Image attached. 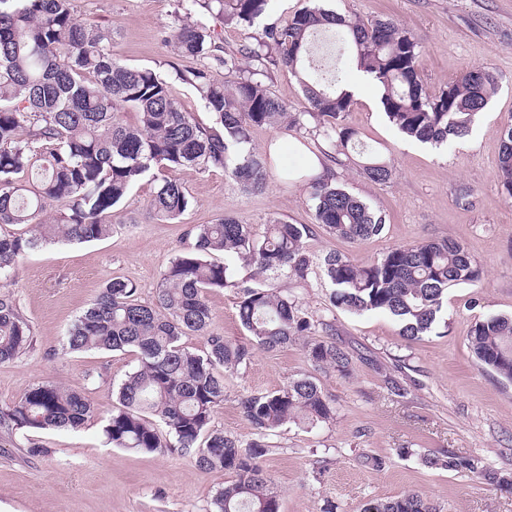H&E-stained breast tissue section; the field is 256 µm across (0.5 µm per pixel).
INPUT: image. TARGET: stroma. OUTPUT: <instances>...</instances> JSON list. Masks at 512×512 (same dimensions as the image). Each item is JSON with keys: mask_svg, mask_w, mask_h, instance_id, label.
Returning a JSON list of instances; mask_svg holds the SVG:
<instances>
[{"mask_svg": "<svg viewBox=\"0 0 512 512\" xmlns=\"http://www.w3.org/2000/svg\"><path fill=\"white\" fill-rule=\"evenodd\" d=\"M72 3L79 19L111 28L117 60L171 81L183 110L209 123L194 89L173 79L174 68H198L202 59L175 58L164 42L179 15L200 19L203 9L184 0ZM309 4L271 0L253 27L217 23L213 37L225 51H237L264 24L287 21ZM325 6L351 20L390 18L413 31L422 42L421 70L430 93L467 69L488 67L498 90L475 123L476 135L441 149L415 145L387 122L376 85L355 97L347 123L393 164L391 179L378 184L361 176L354 162L336 169L340 183L387 217L384 233L358 246L336 240L316 223L308 185L310 156L318 150L315 128L267 127L253 134L254 147L271 155L264 191L244 194L220 171H179L190 203L179 222L170 223L149 208L165 174L155 168L113 210L108 238L55 241L27 254L0 280V294L13 295L33 336L23 354L0 364V410L30 386L53 381L90 393L99 416L74 430L0 427V512H214L217 491L234 481V473L200 470L190 453H143L104 442L100 416L111 411L117 384L137 369V352L69 353L63 340L112 278L132 281L138 300L152 302L172 259L193 246L191 227L225 214L259 232L272 217L311 225L305 245L318 257L339 251L366 261L397 245L448 240L463 244L483 269L480 280L449 288L443 325L414 341L404 340L390 317L333 308L320 270L303 283L274 280L313 319L332 322L336 344L353 357L345 377L315 367L297 343L255 350L247 365L224 375V399L213 410L211 427L243 443L253 433L241 410L249 395L309 375L333 401L330 424L311 429L288 423L268 437L261 465L280 512H360L366 501L409 492L422 494L438 512H512V486L484 478L488 472L512 477V382L477 366L468 343L478 319L512 315V200L497 181L501 132L512 125V0H326ZM207 301L212 331L244 341L238 295L214 291ZM400 387L405 396L397 395ZM428 456H447L462 467L431 468L424 462Z\"/></svg>", "mask_w": 512, "mask_h": 512, "instance_id": "obj_1", "label": "stroma"}]
</instances>
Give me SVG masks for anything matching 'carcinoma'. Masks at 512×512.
Wrapping results in <instances>:
<instances>
[{
  "mask_svg": "<svg viewBox=\"0 0 512 512\" xmlns=\"http://www.w3.org/2000/svg\"><path fill=\"white\" fill-rule=\"evenodd\" d=\"M212 18L250 28L271 0H190ZM340 32L350 61L382 88L388 122L421 143L442 146L471 133L477 116L497 90L487 67H474L438 93L424 87L421 42L389 19L370 23L347 19L319 4L285 23L264 25L260 35L241 46L251 61L220 54L210 28L201 21L179 24L168 44L177 57H202L234 74L217 82L204 66L175 70L191 85L211 114L202 125L173 96L169 82L150 68L129 67L108 49L112 32L91 20L77 19L71 0H0V224L31 226L23 237L0 232V274L28 252L53 240L92 242L112 233V209L156 165L178 171L221 170L245 194L266 188L267 154L252 144L259 127L298 131L304 120L319 129L318 149L336 163L359 156L365 179L384 183L393 166L345 123L353 96L334 74L313 58L320 32ZM285 67L299 81L309 111L293 115L271 95L265 78ZM132 108L137 122L128 124ZM505 199L512 200V126L503 130L497 175ZM316 222L351 245L381 235L386 216L350 193L328 174L308 178ZM60 206L55 214L47 208ZM183 184L166 178L151 200L154 213L174 221L187 209ZM194 246L178 254L162 274L155 302L137 300V287L114 278L77 319L65 337L71 352L132 348L139 366L118 384L117 403L103 419L105 442L115 448L153 453L181 448L194 453L199 468L224 470L236 479L218 491L216 512H276L279 498L260 464L270 432L302 421L311 426L334 419L331 399L310 377L289 381L279 390L253 394L241 409L253 429L246 444L211 429L214 407L224 400L222 367L234 370L254 350H276L303 342L309 360L343 376L351 371L349 352L328 340H312L314 321L288 294L266 288L270 276L305 281L315 264L304 246L306 224L269 220L261 236L249 224L226 216L193 229ZM224 255V261L214 259ZM331 286L330 304L351 314L391 317L408 341L440 322L448 288L480 278L482 270L459 243L418 241L397 246L382 257L358 261L328 252L320 259ZM231 290L240 296L238 316L248 339L233 343L210 331L207 294ZM205 338L198 354L181 337ZM477 364L512 381V316L476 321L469 334ZM32 343L27 320L15 299L0 295V363L14 360ZM96 415L86 392L57 383L36 384L3 414V424L23 431L75 429ZM168 428L164 437L153 423ZM361 512H437L421 494L410 492L371 500Z\"/></svg>",
  "mask_w": 512,
  "mask_h": 512,
  "instance_id": "1",
  "label": "carcinoma"
}]
</instances>
